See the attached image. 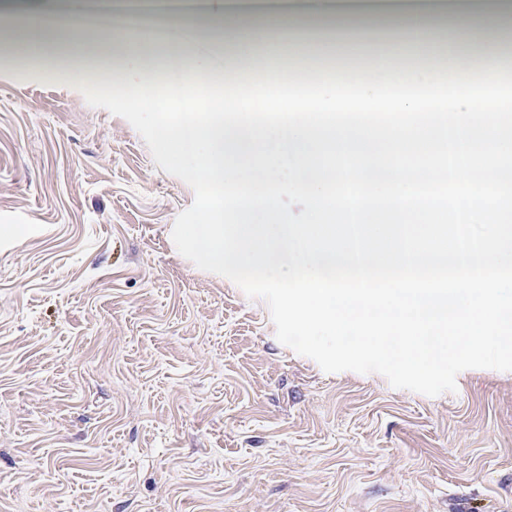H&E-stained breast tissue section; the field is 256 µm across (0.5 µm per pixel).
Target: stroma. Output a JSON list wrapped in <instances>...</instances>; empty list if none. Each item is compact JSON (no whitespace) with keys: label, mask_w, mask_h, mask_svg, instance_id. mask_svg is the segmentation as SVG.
<instances>
[{"label":"stroma","mask_w":512,"mask_h":512,"mask_svg":"<svg viewBox=\"0 0 512 512\" xmlns=\"http://www.w3.org/2000/svg\"><path fill=\"white\" fill-rule=\"evenodd\" d=\"M487 9L436 0L430 46L394 50L393 71L434 69ZM414 21L339 9L355 38L320 62L301 0L271 33L245 10L256 63L228 52L220 75L196 53L215 40L201 11L144 19L188 33L150 54L83 23L73 37L108 67L64 46L48 73L25 50L36 17L0 15V225L32 227L0 244V512H512V372L428 397L284 346L264 300L175 248L193 189L80 91L164 83L171 61L184 81L351 77Z\"/></svg>","instance_id":"stroma-1"}]
</instances>
